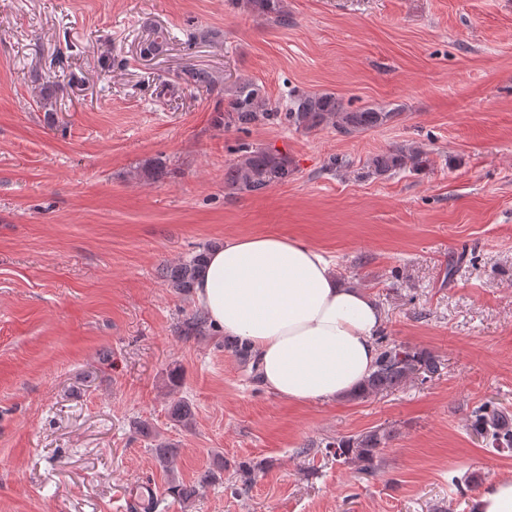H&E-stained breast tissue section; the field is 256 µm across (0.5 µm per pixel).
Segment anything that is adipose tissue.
I'll list each match as a JSON object with an SVG mask.
<instances>
[{
	"label": "adipose tissue",
	"instance_id": "1",
	"mask_svg": "<svg viewBox=\"0 0 512 512\" xmlns=\"http://www.w3.org/2000/svg\"><path fill=\"white\" fill-rule=\"evenodd\" d=\"M212 328L246 343L260 384L313 404L356 391L375 368L380 308L337 283L333 262L297 239L226 238L194 288Z\"/></svg>",
	"mask_w": 512,
	"mask_h": 512
}]
</instances>
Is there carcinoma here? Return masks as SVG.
<instances>
[{
    "label": "carcinoma",
    "instance_id": "cac0c4a2",
    "mask_svg": "<svg viewBox=\"0 0 512 512\" xmlns=\"http://www.w3.org/2000/svg\"><path fill=\"white\" fill-rule=\"evenodd\" d=\"M244 12L265 16L281 25L288 24L286 0H233ZM167 43V36L157 30L140 49L141 54L154 56ZM181 80L186 85L214 92L221 80L205 68L188 67L182 71ZM399 115L398 109L363 107L355 110L344 104L334 93L298 94L290 97L285 111L279 112L266 102L261 87L248 79L238 82L225 100L224 113L219 123L224 127L246 130L261 124L285 123L297 131L312 132L326 127L343 136H354L383 126ZM427 162V152L420 146L393 147L375 155L370 162L371 171L377 176L400 171H417ZM288 155L261 147L243 146L237 159L224 175V186L232 193H259L274 185L288 181L293 175ZM205 252L175 266L160 269V277L167 287L177 293L194 288L204 263ZM379 354L375 370L363 388L350 396L352 401H363L373 396L395 391L415 382H426L440 375L442 363L431 351L416 346L397 343L385 335L376 338ZM173 421L184 427L192 424V405L179 399L170 409ZM471 430L486 444L497 451L512 450V414L491 403H482L471 410ZM390 433L382 428L359 434L342 436L325 442L326 452L333 453L343 465H354L361 472H368L373 462L386 447ZM214 478L206 471L195 484H186L172 476L166 495L185 504L196 495V485L208 484Z\"/></svg>",
    "mask_w": 512,
    "mask_h": 512
}]
</instances>
